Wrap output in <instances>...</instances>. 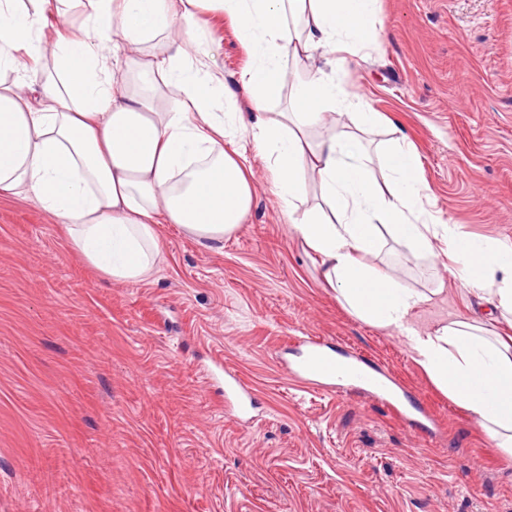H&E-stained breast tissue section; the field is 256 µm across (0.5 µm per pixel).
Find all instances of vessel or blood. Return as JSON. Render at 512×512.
<instances>
[{
    "mask_svg": "<svg viewBox=\"0 0 512 512\" xmlns=\"http://www.w3.org/2000/svg\"><path fill=\"white\" fill-rule=\"evenodd\" d=\"M294 344L295 357L286 364L291 378L331 391L339 384L351 383L375 398L389 400L393 415L404 418L401 407L390 400L391 378L385 372L361 360L342 362L327 350L322 340L312 336L295 337ZM249 394L250 387L242 378L225 374L224 397L232 413L239 414L245 410Z\"/></svg>",
    "mask_w": 512,
    "mask_h": 512,
    "instance_id": "obj_1",
    "label": "vessel or blood"
}]
</instances>
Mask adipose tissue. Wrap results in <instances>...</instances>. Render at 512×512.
Returning <instances> with one entry per match:
<instances>
[{"label":"adipose tissue","instance_id":"obj_1","mask_svg":"<svg viewBox=\"0 0 512 512\" xmlns=\"http://www.w3.org/2000/svg\"><path fill=\"white\" fill-rule=\"evenodd\" d=\"M58 0H0V197L25 195L62 226L68 247L115 283H138L162 256L158 225L175 224L205 248L222 246L251 210L246 141L265 153L273 192L296 235L321 258L325 281L365 323L407 342L433 383L477 418L494 447L512 457V344L464 317L432 332L411 321L426 294L368 264L382 230L413 253L442 243L464 288L512 314V243L462 234L424 206L419 157L401 141L383 150L385 185L360 141L322 125L348 109L358 130L376 132L375 112L351 111L336 77L288 78L290 53L331 57L365 47L377 0H83L72 30ZM236 26L252 51L242 75L256 120L223 104L224 82L203 63L211 41L193 22L202 4ZM53 25H46V18ZM170 34L173 55L141 57ZM138 55L140 87L117 76V50ZM51 56L50 68L40 67ZM164 74L180 96L161 106L152 85ZM292 85L290 109L267 120V103ZM320 203L299 210L306 172Z\"/></svg>","mask_w":512,"mask_h":512}]
</instances>
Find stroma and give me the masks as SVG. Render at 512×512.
I'll use <instances>...</instances> for the list:
<instances>
[{"label": "stroma", "mask_w": 512, "mask_h": 512, "mask_svg": "<svg viewBox=\"0 0 512 512\" xmlns=\"http://www.w3.org/2000/svg\"><path fill=\"white\" fill-rule=\"evenodd\" d=\"M197 23L209 68L249 112L250 50L224 16ZM340 78L384 121L368 149L413 144L429 211L512 241V0H379L370 45ZM248 155L254 199L241 228L207 249L158 225L162 259L135 284L87 266L31 199L0 198V512H512V457L392 331L337 300L266 161ZM371 262L432 294L420 330L487 317L446 255L387 235ZM486 327L512 336L505 320ZM294 336L382 368L439 432L420 435L362 391L295 382L284 354ZM215 358L251 386L249 420L227 413L223 380L207 377Z\"/></svg>", "instance_id": "stroma-1"}]
</instances>
